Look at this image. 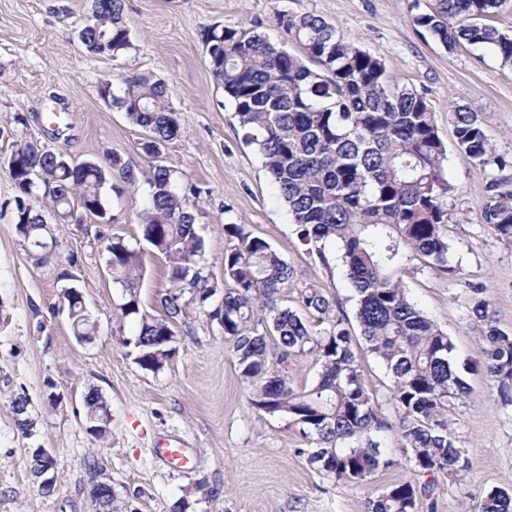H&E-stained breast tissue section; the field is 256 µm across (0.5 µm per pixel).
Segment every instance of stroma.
Segmentation results:
<instances>
[{"mask_svg":"<svg viewBox=\"0 0 512 512\" xmlns=\"http://www.w3.org/2000/svg\"><path fill=\"white\" fill-rule=\"evenodd\" d=\"M279 12L312 13L334 24L382 60L394 83L423 94L435 113L457 187L445 226L455 271L415 264L404 271L403 285L450 338L453 364L472 393L448 411L469 468L457 481L439 477L434 512H479L482 492L512 491V405L501 403L480 370V326L471 314L475 297L485 298L497 327L512 334V245L482 223L492 171L458 155L448 119L452 104L477 112L496 152L512 157V69L464 42L447 50L414 25V0H125L133 46L116 58L88 54L77 38L92 0H0V512H93L90 489L98 480L111 483L118 512H172L179 501L186 512H367L384 488L412 479L404 462L353 485L311 465V443L298 425L252 408L232 343L206 314L174 325L177 353L159 371L142 369L128 355L121 340L135 333L138 320L121 314L124 296L107 270L104 243L119 237L143 248L140 308L158 314L167 276L138 228L146 182L108 191L112 223L85 215L59 227L46 213L56 227L57 256L41 267L28 259L14 224L15 188L5 160L17 144L37 141L79 162L115 153L148 172L141 129L103 99L100 84L123 70L149 73L170 85L183 128L165 161L180 182L201 190L194 200L204 240L201 274L223 281L224 226L242 224L294 270L282 305L299 309L303 292L315 286L353 317L342 267L322 264L301 244L209 69V28L259 22L275 39ZM19 114L25 124L15 123ZM70 285L98 325L83 343L60 303ZM93 388L112 415L111 432L101 440L86 430L82 396ZM20 393L34 421L27 435L11 407ZM172 437L192 449L188 466L153 456L156 444ZM32 448L50 449L57 460L51 493L32 480ZM92 461L98 472H90Z\"/></svg>","mask_w":512,"mask_h":512,"instance_id":"stroma-1","label":"stroma"}]
</instances>
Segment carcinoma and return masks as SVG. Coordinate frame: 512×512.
Here are the masks:
<instances>
[{
	"instance_id": "carcinoma-1",
	"label": "carcinoma",
	"mask_w": 512,
	"mask_h": 512,
	"mask_svg": "<svg viewBox=\"0 0 512 512\" xmlns=\"http://www.w3.org/2000/svg\"><path fill=\"white\" fill-rule=\"evenodd\" d=\"M512 0H426L413 16L448 49L465 41L489 52L512 69V32L487 25V16ZM124 0H93V20L79 31L85 50L117 57L132 48L123 20ZM275 42L259 24L215 26L205 34L211 73L229 101L244 141L255 147L277 198L285 205L299 239L328 262L335 248L355 294V321L364 349L391 375L389 401L396 410L397 451L415 479L394 483L369 502L370 512H431L436 476L460 477L468 468L464 449L448 430V407L470 396L471 388L453 367L448 336L413 303L401 273L418 261L451 273L449 244L443 233L448 202L456 187L448 175L447 147L435 113L414 89L395 85L384 63L346 40L336 26L312 14L279 13ZM299 49L285 50L283 42ZM101 95L125 112L144 132L142 152L153 159L140 214L142 239L164 260L168 287L158 295L163 314L141 312V251L114 237L105 243L112 282L122 289L121 314L139 317L137 332L121 340L143 369L158 371L176 353L173 324L205 312L233 341L241 376L251 386L250 403L265 415L286 416L316 445L309 462L335 478L357 484L393 461L382 449L381 434L393 426L361 374L348 319L331 317L333 306L319 288L302 294V307L327 320L317 329L300 313L281 306V289L291 266L264 239L243 224L224 225L230 244L224 252V284L201 275L197 266L204 241L196 229L189 197L200 194L181 184L160 157L182 135L165 81L127 70L101 86ZM458 154L479 166L502 171L512 161L496 154L476 113L465 106L448 109ZM16 196L15 224L28 258L40 267L53 254L32 241L53 235L40 200L50 198L56 221L66 224L74 210L113 219L105 195L118 176L130 187L138 174L117 154L104 161L58 164L57 153L29 141L6 159ZM482 220L504 242L512 243V180L494 176L487 183ZM224 288L216 306L211 301ZM61 303L71 310L75 336H94L97 324L82 311L71 291ZM481 323L483 370L512 403V334L494 325L484 298L471 310ZM310 355L318 365L314 381L296 390L288 365ZM18 427L27 434L29 399L11 400ZM106 404L98 390L85 395V415ZM480 512H512V493L500 489L480 495Z\"/></svg>"
}]
</instances>
